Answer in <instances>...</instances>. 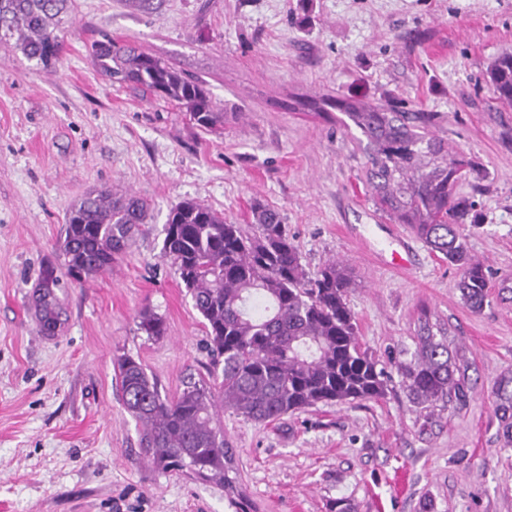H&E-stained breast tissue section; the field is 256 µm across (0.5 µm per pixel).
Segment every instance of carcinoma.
Masks as SVG:
<instances>
[{
	"label": "carcinoma",
	"mask_w": 512,
	"mask_h": 512,
	"mask_svg": "<svg viewBox=\"0 0 512 512\" xmlns=\"http://www.w3.org/2000/svg\"><path fill=\"white\" fill-rule=\"evenodd\" d=\"M71 0H0V44L13 45L26 59L48 67L60 60ZM90 55L110 81L141 87L189 112L204 129L224 123V113L203 82L177 72L138 48L112 39L95 41ZM497 97L512 103V52L489 69ZM314 112L331 108L359 130L357 142L377 208L409 224L437 256L461 270L458 288L475 313L488 303L485 265L470 255L461 225L469 208L456 195L471 161L452 155L431 135L433 116L405 112L357 97L297 100ZM148 204L132 194L93 190L67 215L61 246L64 270L50 265L38 284V322L48 333L62 322L58 292L68 279L106 272L145 222ZM254 223L231 224L197 201H184L164 225L162 256L185 285L202 316L212 362L208 378L189 382L174 397L134 358L117 362L126 411L140 426V443L151 464L162 471L188 470L196 478L224 486L237 512H250L236 500L229 477L234 452L217 424L220 409H231L256 423L278 420L317 404L379 400L398 376L419 405L447 403L464 391L465 372L428 323L420 342L383 362L361 347L348 307L352 287L348 268L329 261L306 270L288 237L281 213L258 205ZM139 326L152 339L166 333L164 319L145 310ZM495 414L503 437L512 443V375L495 386Z\"/></svg>",
	"instance_id": "carcinoma-1"
}]
</instances>
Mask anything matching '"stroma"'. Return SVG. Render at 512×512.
Segmentation results:
<instances>
[{
    "label": "stroma",
    "mask_w": 512,
    "mask_h": 512,
    "mask_svg": "<svg viewBox=\"0 0 512 512\" xmlns=\"http://www.w3.org/2000/svg\"><path fill=\"white\" fill-rule=\"evenodd\" d=\"M130 42L204 82L224 113L206 131L174 102L109 81L93 40ZM512 51V0H72L58 64L0 46V512H235L222 489L153 467L122 401L117 360L140 361L169 395L207 377L202 318L161 256L172 208L205 203L235 224L278 210L308 271L344 262L347 303L376 357L415 349L421 315L466 371L464 397L421 407L400 383L385 398L320 404L257 424L218 416L236 480L257 512H512V444L494 414L512 372V105L487 70ZM358 96L432 112V133L468 158L457 188L489 270L481 313L457 267L377 210L365 158L340 114L302 96ZM109 187L150 204L111 271L72 283L65 322L40 332L32 299L59 265L65 217ZM405 247L412 264H390ZM150 309L166 324L152 340ZM138 318L140 329L143 330L148 337L157 340L165 336L166 324L161 316L151 310H145L140 312Z\"/></svg>",
    "instance_id": "obj_1"
}]
</instances>
